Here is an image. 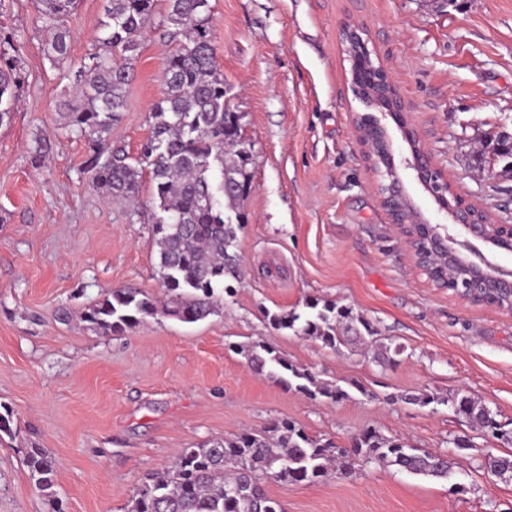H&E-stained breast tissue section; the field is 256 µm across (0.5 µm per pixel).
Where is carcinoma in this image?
Returning a JSON list of instances; mask_svg holds the SVG:
<instances>
[{
  "mask_svg": "<svg viewBox=\"0 0 512 512\" xmlns=\"http://www.w3.org/2000/svg\"><path fill=\"white\" fill-rule=\"evenodd\" d=\"M107 2L98 45L76 75L70 123L88 134L92 182L112 199L138 201L143 172L150 173L161 286L174 296L159 308L136 292L111 290L86 319L104 334L123 332L159 311L194 323L214 314L221 296L232 295V282L240 280L236 242L242 223H226L224 216L239 211L251 190L240 116L225 104L224 76L209 28V0H168L167 21L174 29L165 30L163 37L177 46L164 61L162 97L152 108L150 135L133 164L125 148L104 146L103 135L126 110L129 69L143 34L153 24L156 0ZM76 4L77 0H38L39 18L51 31L44 51L56 64L69 58L65 22ZM20 83L17 59L0 53V123L12 112ZM269 321L277 330H292L331 348L362 340V328L374 334L372 325L351 310L317 301L306 303L301 313L271 314ZM245 356L256 370L313 399L336 402L348 397L339 384L317 380L266 342L248 347ZM404 400L420 406L446 404L484 436L512 446V431L502 429L497 413L469 395L411 394ZM451 444L453 455L429 453L371 428L341 446L283 420L269 432H247L183 449L165 472L134 490L126 512H285L264 492L262 480L315 483L332 475H350L359 462L446 479L454 455L474 449L465 439ZM24 463L38 489L53 487L56 461L44 449L28 450ZM479 467L494 476L512 477V453L500 456L487 450Z\"/></svg>",
  "mask_w": 512,
  "mask_h": 512,
  "instance_id": "obj_1",
  "label": "carcinoma"
}]
</instances>
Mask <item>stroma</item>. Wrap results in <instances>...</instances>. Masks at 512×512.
<instances>
[{
  "mask_svg": "<svg viewBox=\"0 0 512 512\" xmlns=\"http://www.w3.org/2000/svg\"><path fill=\"white\" fill-rule=\"evenodd\" d=\"M209 26L231 110L250 151L251 191L237 252L243 278L217 314L184 323L164 314L105 335L84 316L128 288L164 304L158 248L144 210L109 201L91 182L88 141L66 107L94 51L106 0H79L66 64L44 53L37 0H0V50L22 75L0 124V512H125L144 478L182 449L294 421L347 444L367 428L451 452L470 437L451 481L366 465L317 483L263 481L285 512H507L512 480L479 467L487 442L445 404L406 395L461 392L512 425V315L470 306L413 266L375 194L352 128L360 105L346 82L343 21L366 23L421 141L464 198L512 224V180L499 177L500 134H512V0H209ZM167 0L141 41L121 122L109 145L137 157L161 96L171 49ZM351 308L377 330L331 349L273 331L267 313L306 301ZM265 341L349 396L312 399L251 369L246 346ZM404 351L382 367L373 353ZM57 461L47 499L27 450ZM466 486L449 495V482Z\"/></svg>",
  "mask_w": 512,
  "mask_h": 512,
  "instance_id": "35a3bbf8",
  "label": "stroma"
}]
</instances>
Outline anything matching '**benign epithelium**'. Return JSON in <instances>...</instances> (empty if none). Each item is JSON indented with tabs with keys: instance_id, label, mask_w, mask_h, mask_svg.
I'll list each match as a JSON object with an SVG mask.
<instances>
[{
	"instance_id": "obj_1",
	"label": "benign epithelium",
	"mask_w": 512,
	"mask_h": 512,
	"mask_svg": "<svg viewBox=\"0 0 512 512\" xmlns=\"http://www.w3.org/2000/svg\"><path fill=\"white\" fill-rule=\"evenodd\" d=\"M342 37L361 44L359 54L351 59L348 82L362 91L355 95L362 109L353 113L352 127L369 170L386 180L375 182L382 209L388 215L396 236L407 251L414 267L429 282L448 283L445 265L453 260L470 276L468 286L453 289L452 295L471 306H488L512 314V269L497 262L505 251L512 253V224H499L489 212L454 189L449 180L440 186L438 168L419 143L411 113L399 93L393 75L384 64L373 65L376 52L369 48L367 29L357 22H346ZM389 115L410 146V156L395 157L393 140L382 122ZM412 170L423 191L437 206L435 217H427L409 193L403 178Z\"/></svg>"
}]
</instances>
